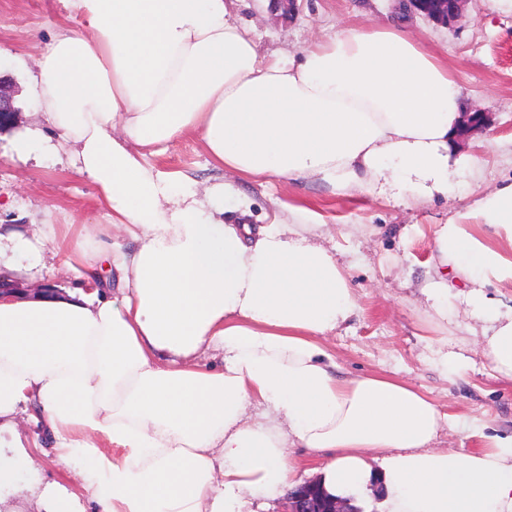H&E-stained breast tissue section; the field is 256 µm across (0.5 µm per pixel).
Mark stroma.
<instances>
[{"label":"stroma","mask_w":512,"mask_h":512,"mask_svg":"<svg viewBox=\"0 0 512 512\" xmlns=\"http://www.w3.org/2000/svg\"><path fill=\"white\" fill-rule=\"evenodd\" d=\"M392 0H299V10L283 14L272 0H245L242 17L261 37L266 53L299 55L331 29L357 21L382 25ZM61 0H0V74L12 79L17 117L0 131V224L30 229L34 224H104L95 206L94 184L76 173L66 155L17 158L14 130L44 125L27 72L16 56L35 63L37 45L47 40L56 20L65 18ZM409 32L447 62L465 97L467 110L489 114L490 127L458 138L456 153L479 158L476 180L455 181L447 197L399 205L386 199L341 194L315 180L285 185L275 177L233 179L236 197L246 199L251 221L265 223L289 207H308L331 225L329 246L349 264L350 281L361 306L358 318L337 330L326 344L345 376L383 371L408 380L444 412L460 414L488 434L512 433V381L493 375L474 344L462 347L467 368L445 376L430 362L424 302L418 288L431 256L436 225L465 209L482 194L512 179V14L489 10L486 0H467L463 13L445 26L419 15L405 18ZM155 163L181 171L200 183L214 180L197 138L171 146Z\"/></svg>","instance_id":"obj_1"}]
</instances>
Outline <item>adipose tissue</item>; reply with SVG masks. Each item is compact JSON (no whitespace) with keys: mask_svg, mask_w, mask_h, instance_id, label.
<instances>
[{"mask_svg":"<svg viewBox=\"0 0 512 512\" xmlns=\"http://www.w3.org/2000/svg\"><path fill=\"white\" fill-rule=\"evenodd\" d=\"M40 45L39 112L16 156L67 148L105 224H0V266L45 256L79 287L0 297V489L44 512H247L298 484L289 451L346 498L381 483L384 512H512V436L440 451L467 427L408 381L343 378L326 345L361 308L335 249L280 216L226 219L230 186L152 164L196 137L217 170L317 179L399 203L447 195L477 162L455 156L463 97L448 66L400 22L356 25L297 57L263 53L238 0H63ZM490 228L492 236L481 233ZM422 287L447 329L463 303L494 375L512 380V182L433 232ZM38 426L23 436L18 417ZM51 449L80 492L45 480ZM478 442L479 438L472 436L468 431L446 427L442 430L435 449L467 454L475 449Z\"/></svg>","mask_w":512,"mask_h":512,"instance_id":"obj_1","label":"adipose tissue"}]
</instances>
